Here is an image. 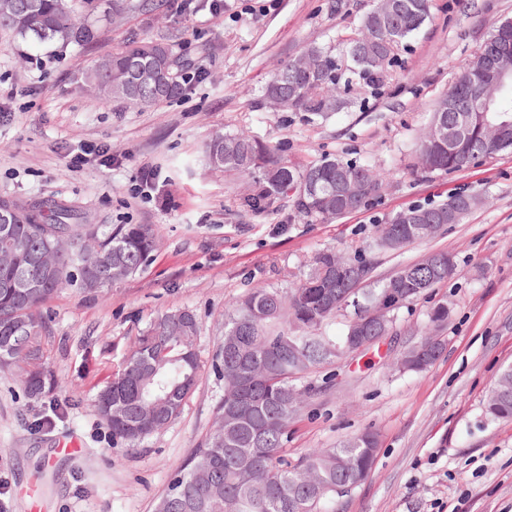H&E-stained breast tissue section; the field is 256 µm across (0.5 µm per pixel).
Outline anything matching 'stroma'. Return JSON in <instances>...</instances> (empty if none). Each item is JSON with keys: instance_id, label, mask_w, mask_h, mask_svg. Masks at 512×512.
<instances>
[{"instance_id": "obj_1", "label": "stroma", "mask_w": 512, "mask_h": 512, "mask_svg": "<svg viewBox=\"0 0 512 512\" xmlns=\"http://www.w3.org/2000/svg\"><path fill=\"white\" fill-rule=\"evenodd\" d=\"M194 4L187 13L165 4L131 14L118 27L97 22L81 48L0 30V200L61 202L92 224L151 225L159 240L142 272L96 297L70 285L47 304L55 391L28 398L0 372V512H154L173 469L212 431L224 382L204 371L177 419L137 447L114 441L95 398L136 337L161 313L188 308L198 355L210 363L233 300L258 285L288 291L320 250L370 251L388 217L462 188L482 205L434 238L377 255L373 273L383 280L444 250L456 257L455 276L393 311L391 336L303 375L318 392L290 426L287 453L376 433L370 474L337 497L336 512H512V422L483 412L492 383L512 366V152L451 174L415 168L437 100L512 19V0H432L430 19L398 49L377 89L338 84L346 105L325 121L276 111L263 87L307 45L343 55L375 0H224L220 13L211 0ZM147 36L202 67L200 79L172 102L90 104L75 74ZM217 132L279 146L299 168L324 157L365 162L383 188L364 209L326 223L298 216L289 195L252 213L241 204L251 178L204 161ZM87 144L106 146L111 164L72 167L69 150ZM146 164L160 177L137 197ZM438 304L448 307L443 353L423 372L397 370L395 357ZM72 440L80 452L61 451Z\"/></svg>"}]
</instances>
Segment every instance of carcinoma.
I'll use <instances>...</instances> for the list:
<instances>
[{"mask_svg": "<svg viewBox=\"0 0 512 512\" xmlns=\"http://www.w3.org/2000/svg\"><path fill=\"white\" fill-rule=\"evenodd\" d=\"M160 7L153 0H123L105 13L112 24L128 15ZM430 17V0H377L361 23L360 34L346 48L343 60L330 50L309 45L287 63L275 68L265 86V97L277 108L304 112L326 119L344 105L336 95L341 75L347 73L375 85L376 77L390 63L389 56ZM0 29L23 38L52 42L62 47L81 45L94 37V22L80 18L71 0H0ZM512 50V38L496 27L478 53L476 61L460 70L448 91L438 100L431 121L443 120L444 137L433 139L425 132L417 159L425 172L462 171L483 158L512 149V128L502 140L492 131L471 128L455 147H448L457 124L479 98L486 95L477 74L487 51ZM149 65L154 79L138 83L136 68ZM183 64L169 44L142 38L113 53L102 65L81 73L80 87L89 90L96 105L122 101L140 107L184 94ZM492 115L502 112L512 118V88L494 93ZM209 166L217 171L258 175L255 190L245 204L259 212L275 196L291 193L296 211L303 217L323 220L340 218L366 206L383 183L380 175L356 162L323 158L302 170L275 156L254 138L240 133H216L205 147ZM347 182L352 201L336 206V178ZM478 195L453 193L445 202L415 206L392 215L381 225L374 251H398L432 237L443 229L431 223L436 214L459 224L478 204ZM12 210V242L0 241V371L19 377L26 394L34 399L50 393L57 382L49 367L50 330L42 308L64 287L77 283L87 294L104 288L100 274L112 281L125 280L146 266L157 246L148 224H123L98 232V225L66 206L48 211L36 206L0 201ZM51 253V273L39 279L37 290L26 299L19 296L32 270L36 248ZM443 274L417 262L400 268L370 294L357 319L369 317L375 303L394 291L407 303L430 294L448 281L456 270L452 254L437 251ZM376 257L344 258L336 267V252H318L307 276L283 293L259 286L237 300L224 313V341L212 363L224 379V397L215 407L217 428L176 467L165 491L157 498L154 512H327L336 501V486H352L372 470L377 436L365 431L333 448H318L288 459V429L315 388L299 384L307 372L331 365L345 352L348 335L336 339L325 327L336 315V285L329 278L348 280V270L358 269L372 278ZM196 315L178 308L159 315L136 340L131 356L102 391L112 390L117 402L108 425L112 438L137 446L175 420L193 395L204 364L198 357ZM445 349L438 340L428 360H409L412 347L400 354L403 371L420 372L431 366ZM177 397L163 421L150 417V405ZM486 415L494 420H512V367L502 371L486 397Z\"/></svg>", "mask_w": 512, "mask_h": 512, "instance_id": "cac0c4a2", "label": "carcinoma"}]
</instances>
